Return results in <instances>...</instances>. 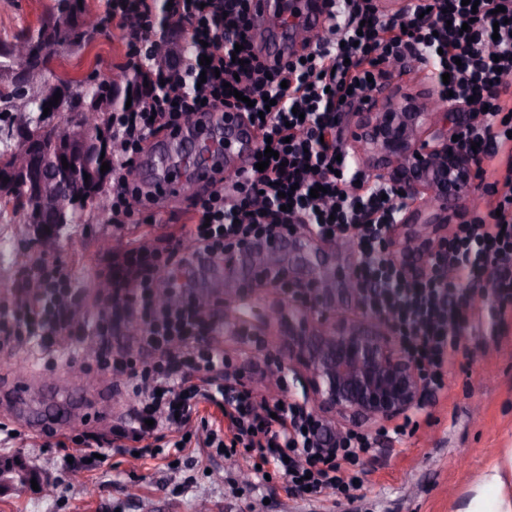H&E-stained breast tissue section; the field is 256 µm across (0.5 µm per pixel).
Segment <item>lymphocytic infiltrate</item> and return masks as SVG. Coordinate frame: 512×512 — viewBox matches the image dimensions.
Returning <instances> with one entry per match:
<instances>
[{
    "label": "lymphocytic infiltrate",
    "mask_w": 512,
    "mask_h": 512,
    "mask_svg": "<svg viewBox=\"0 0 512 512\" xmlns=\"http://www.w3.org/2000/svg\"><path fill=\"white\" fill-rule=\"evenodd\" d=\"M253 0H172L173 31L188 50L158 61L157 16L149 0H108L107 13L127 32L139 80L130 107L113 112L115 149L109 163L113 226L153 224L143 191L130 177L151 139L179 131L199 113L234 112L257 132L255 154L276 151L265 170L250 169L198 195L187 224L164 248L139 246L115 263L108 289L96 292L92 321L80 317V289L57 260L23 266L24 290L0 303V351L39 338L74 336L95 342L101 370L127 375L137 398L130 433L143 456L181 453L186 430L206 405L227 419L206 431L205 446L232 459L250 449L264 478L273 466L300 496L353 498L350 467L372 452L369 437L332 433L303 405L256 401L230 381L232 361L217 343L224 321L179 282L180 266L223 259L248 238H285L305 227L327 238L356 237L363 310L387 318L401 348L424 371L429 393L467 354L485 310L473 295L485 273L497 325L512 319V0H408L389 16L375 0H328L327 22L308 42V61L262 60L252 35ZM210 65H201L202 57ZM412 60L449 74L438 95L450 109L470 112L458 140L477 148L479 163L500 166L503 178L484 183V209L456 225L444 247L422 259L410 279L386 256L389 217L404 200L383 192L343 161L341 116L381 80L386 62ZM323 187L319 197L310 191ZM166 303H159V290ZM126 344L113 347L120 325Z\"/></svg>",
    "instance_id": "f902f5d3"
}]
</instances>
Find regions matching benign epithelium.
<instances>
[{"instance_id":"benign-epithelium-1","label":"benign epithelium","mask_w":512,"mask_h":512,"mask_svg":"<svg viewBox=\"0 0 512 512\" xmlns=\"http://www.w3.org/2000/svg\"><path fill=\"white\" fill-rule=\"evenodd\" d=\"M355 126L343 150L371 180L388 184L407 197L392 229L412 230L413 242L388 237L387 252L402 259L414 245L431 252L446 240L448 224L464 216L455 202L477 186L474 154L453 141L449 127L467 120L462 112H436L422 91L395 88L387 81L354 105ZM95 113L86 111L83 122L58 136L41 155L0 156V200L25 186L30 227L40 233L62 225L67 211L100 198L99 179L72 183L74 172L86 167L95 141L90 129ZM70 167L65 168L62 161ZM265 276L285 285L286 301L272 308L279 316L280 333L288 343V370L300 382L307 400L332 414L340 427L360 420L388 421L417 406L426 391L414 362L401 350L385 318L349 320L330 314L323 290L288 275L280 263ZM234 337L256 342L262 329L250 319L234 316Z\"/></svg>"}]
</instances>
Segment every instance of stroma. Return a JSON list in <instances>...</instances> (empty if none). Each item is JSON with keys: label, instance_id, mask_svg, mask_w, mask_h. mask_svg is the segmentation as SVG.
Listing matches in <instances>:
<instances>
[{"label": "stroma", "instance_id": "obj_1", "mask_svg": "<svg viewBox=\"0 0 512 512\" xmlns=\"http://www.w3.org/2000/svg\"><path fill=\"white\" fill-rule=\"evenodd\" d=\"M51 4L52 0H0V41L11 42L37 29ZM130 71L124 31L113 22L81 49L55 48L45 79L53 83L91 74L99 83L122 90L123 76ZM190 203L186 195L172 204L162 224H129L120 230L113 228L109 214L89 210L44 246L29 242L26 226L15 223L12 215L0 217V299L13 290L19 249H26L32 261H61L77 287L95 289L112 266L113 256L104 251V243L122 251L134 242L164 245L183 224ZM279 257L303 281L328 279L332 310L358 314L357 300L346 284L360 254L337 249L331 239L321 243L294 233L282 241ZM259 273L249 254L238 255L233 275L224 281L227 312H234L233 299L247 286L253 289L251 304L257 311L281 302L278 289L259 282ZM94 348L91 339L78 336L63 347L48 348L36 341L0 353V388L30 384L32 413L60 419L58 439L86 432L110 442L114 430L131 427L134 399L129 380L97 371ZM223 348L257 399L302 400L299 382L270 378L271 356L288 358L287 346L276 335H268L263 348L230 339L224 340ZM63 372L78 377L67 390L57 386ZM422 405V410L411 413L416 430L399 438L387 436L394 422L363 424L375 444L357 468L362 487L356 499L326 494L304 501L288 494L282 478L258 480L249 475L243 460L210 454L200 443L191 444L176 460H134L112 450L104 462L91 464L77 457L69 470H62L59 455H44L31 447L28 424L10 414L0 399V422L19 431L13 440H0V458H23L47 485L43 491L0 495V512H199L203 507L208 512H461L486 467L504 461L512 451V327L499 336L487 330L476 336L469 355L458 359L446 375L444 388L425 396Z\"/></svg>", "mask_w": 512, "mask_h": 512}]
</instances>
